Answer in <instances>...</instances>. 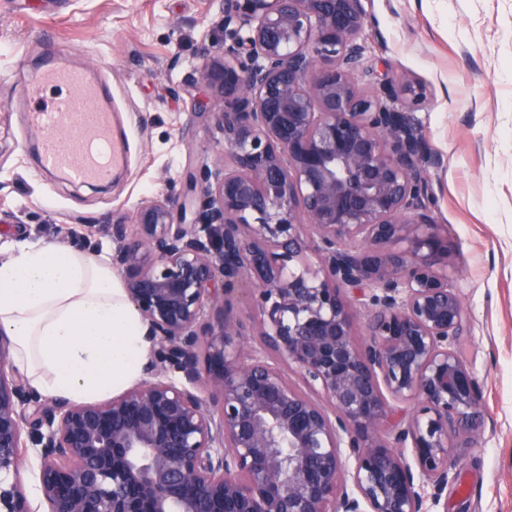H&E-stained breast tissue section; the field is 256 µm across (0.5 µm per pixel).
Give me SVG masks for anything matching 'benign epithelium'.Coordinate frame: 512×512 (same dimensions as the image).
I'll return each instance as SVG.
<instances>
[{
	"instance_id": "1",
	"label": "benign epithelium",
	"mask_w": 512,
	"mask_h": 512,
	"mask_svg": "<svg viewBox=\"0 0 512 512\" xmlns=\"http://www.w3.org/2000/svg\"><path fill=\"white\" fill-rule=\"evenodd\" d=\"M363 2L215 0L224 52L201 40L190 86L226 162L185 171L202 198L180 216L145 199L135 232L111 229L147 378L101 402L34 400L0 332V512L440 503L483 403L430 207L427 89L368 64ZM237 283L253 293L250 329L228 305Z\"/></svg>"
}]
</instances>
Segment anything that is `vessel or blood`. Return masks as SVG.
Segmentation results:
<instances>
[{"mask_svg": "<svg viewBox=\"0 0 512 512\" xmlns=\"http://www.w3.org/2000/svg\"><path fill=\"white\" fill-rule=\"evenodd\" d=\"M50 105L35 107L47 90ZM28 131L37 133L36 150L43 167L73 181L104 182L128 162L129 134L119 126L112 84L97 70L75 65L60 47H51L37 72L25 83Z\"/></svg>", "mask_w": 512, "mask_h": 512, "instance_id": "b4317fda", "label": "vessel or blood"}]
</instances>
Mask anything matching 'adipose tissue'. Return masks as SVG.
<instances>
[{
	"label": "adipose tissue",
	"mask_w": 512,
	"mask_h": 512,
	"mask_svg": "<svg viewBox=\"0 0 512 512\" xmlns=\"http://www.w3.org/2000/svg\"><path fill=\"white\" fill-rule=\"evenodd\" d=\"M0 331L39 393L76 403L135 380L148 357L140 317L108 259L58 243L0 252Z\"/></svg>",
	"instance_id": "1"
}]
</instances>
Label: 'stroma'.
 Instances as JSON below:
<instances>
[{
  "instance_id": "35a3bbf8",
  "label": "stroma",
  "mask_w": 512,
  "mask_h": 512,
  "mask_svg": "<svg viewBox=\"0 0 512 512\" xmlns=\"http://www.w3.org/2000/svg\"><path fill=\"white\" fill-rule=\"evenodd\" d=\"M364 38L378 71L430 93L418 111L429 148L431 206L456 256L460 341L486 413L473 447L457 451L441 506L512 512V0H365ZM211 0H0V244L61 243L95 256L110 227L143 198L187 203L185 169L223 163L222 137L194 112L186 86ZM77 65L111 75L129 122L124 177L107 189L37 174L21 145L22 100L9 74L39 63L45 37Z\"/></svg>"
}]
</instances>
